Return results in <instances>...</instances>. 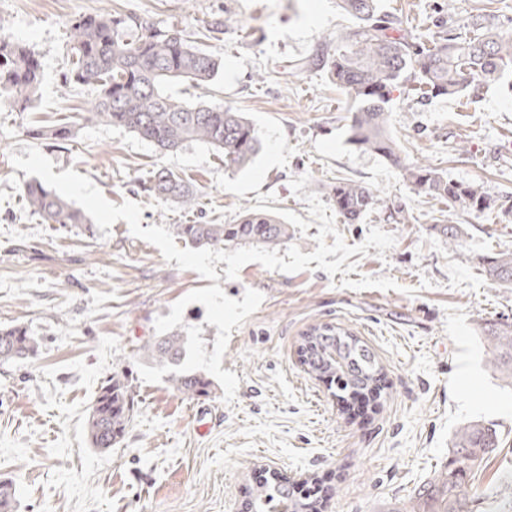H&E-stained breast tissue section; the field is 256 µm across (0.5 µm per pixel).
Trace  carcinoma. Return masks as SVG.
<instances>
[{
    "label": "carcinoma",
    "instance_id": "cac0c4a2",
    "mask_svg": "<svg viewBox=\"0 0 512 512\" xmlns=\"http://www.w3.org/2000/svg\"><path fill=\"white\" fill-rule=\"evenodd\" d=\"M380 0H339V7L356 19L355 28L336 38L328 57L331 78L346 89L356 111L350 137L361 148L398 165L415 190L461 208L482 212L488 196L475 183L458 182L444 171L401 161L397 143L387 131L393 91L406 84L419 95L473 94L489 82L502 83L512 74V34L500 29L495 15L479 12L453 19L446 14L432 20L426 35L403 27V21L380 10ZM70 50L75 57L66 80L94 85L99 94L81 113L86 123L106 122L152 143L163 154L174 153L188 142H202L224 155V164L243 169L260 150L256 129L242 113L222 103L191 104L173 97V82L194 85L216 76L219 63L175 27H160L138 14H99L83 17L70 26ZM41 63L34 52L0 37V97L11 110L29 112L38 100ZM33 139L68 141L71 127L34 126ZM145 191L162 202L183 207L198 204L200 188L166 167L150 172ZM29 209L46 224L78 227L85 214L38 181L24 186ZM329 195L346 224L357 223L375 205L370 188L340 179ZM175 235L196 247L249 243L278 245L288 239V225L278 217L246 211L237 224H174ZM487 277L497 284H512V253L501 252L487 262ZM480 334L490 347V364L512 387V324L483 323ZM39 339L26 326L0 328V364L37 355ZM148 358L170 372L174 388L187 396H207L211 382L200 372L182 369L184 338L160 336L143 346ZM300 357L309 374L332 377L352 395L372 392L381 367L358 338L337 327H311L301 339ZM137 409L126 379L112 375L101 386L85 424L90 447L109 451L124 439ZM496 425L470 421L451 441L448 466L418 491L412 512H469L468 476L497 451ZM273 500L288 493V485L270 480L247 496Z\"/></svg>",
    "mask_w": 512,
    "mask_h": 512
}]
</instances>
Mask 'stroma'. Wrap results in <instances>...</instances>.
<instances>
[{
  "label": "stroma",
  "mask_w": 512,
  "mask_h": 512,
  "mask_svg": "<svg viewBox=\"0 0 512 512\" xmlns=\"http://www.w3.org/2000/svg\"><path fill=\"white\" fill-rule=\"evenodd\" d=\"M136 13L177 26L221 62L207 85L170 90L183 100H220L254 124L253 163L225 167L210 146L164 155L134 133L79 116L95 100L69 84V30L93 14ZM231 17L233 27L203 36ZM355 26L336 0H0V29L40 57L35 108L0 107V328L27 325L35 358L0 366V480L17 488L16 512H240L246 486L265 469L288 475L301 497L319 488L320 512H410L420 485L447 462L462 424L500 425L501 446L471 484V512H512V388L489 367L478 325L512 323V286L492 283L488 257L512 252V96L426 101L394 91L388 131L408 163L426 161L450 179L482 185L493 206L471 213L418 193L397 165L349 139L352 104L326 66L295 68ZM69 123L66 142L33 141V125ZM36 145L54 173L88 176L110 202L144 207L142 227L234 224L243 209L269 210L288 242L312 253L319 223L290 182L329 202L339 179L365 184L377 202L359 223L339 224L348 245L371 227L395 236L369 247L356 271L281 273L257 263L232 280L178 269L135 238L125 221L46 224L25 203L30 177L11 154ZM194 181L195 208L158 202L142 184L154 166ZM407 221H395L394 207ZM462 224L456 247L435 229ZM331 323L357 336L383 366L377 394L339 398L336 382L309 375L299 339ZM176 333L186 365L214 385L188 397L142 347ZM128 378L138 414L120 447L102 453L85 435L88 410L112 374Z\"/></svg>",
  "instance_id": "35a3bbf8"
}]
</instances>
